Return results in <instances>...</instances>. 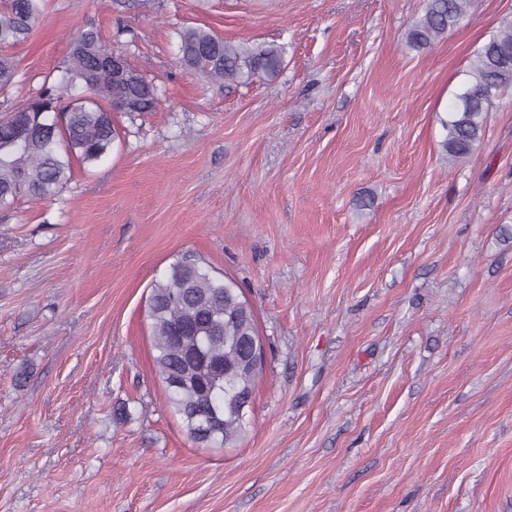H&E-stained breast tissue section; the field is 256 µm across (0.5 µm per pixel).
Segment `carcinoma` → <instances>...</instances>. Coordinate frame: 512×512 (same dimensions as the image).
Returning a JSON list of instances; mask_svg holds the SVG:
<instances>
[{
  "instance_id": "carcinoma-1",
  "label": "carcinoma",
  "mask_w": 512,
  "mask_h": 512,
  "mask_svg": "<svg viewBox=\"0 0 512 512\" xmlns=\"http://www.w3.org/2000/svg\"><path fill=\"white\" fill-rule=\"evenodd\" d=\"M472 2L425 0L423 14L408 27L407 47H432L461 23ZM47 6L48 0H0V91L14 84L18 62L11 49L28 38ZM178 37L182 66L213 82L274 78L285 62L281 45H236L201 26H185ZM111 53L96 28H80L69 39L60 78L43 83L26 107L0 116V207L19 196L37 201L56 195L70 181L73 162H95L111 151L118 138L112 113L134 116L160 106L157 87L136 68L129 64L120 73L104 62ZM466 76L443 123L451 164L480 143L493 99L512 87V22L472 54ZM72 87L84 97L60 106ZM147 317L156 372L189 438L204 445L237 442L262 373L246 350L259 333L238 285L186 254L153 284Z\"/></svg>"
}]
</instances>
